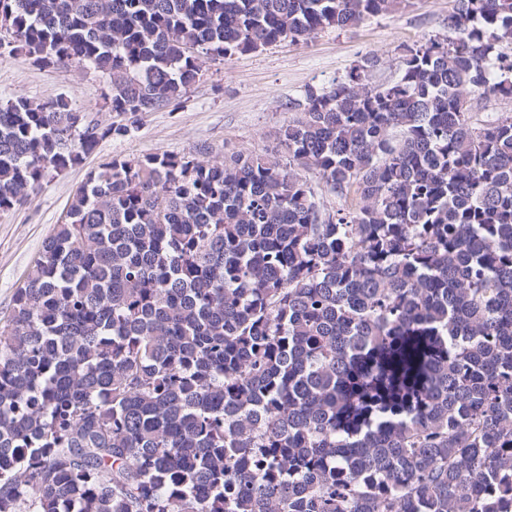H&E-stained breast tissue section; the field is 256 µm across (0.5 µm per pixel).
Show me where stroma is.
Segmentation results:
<instances>
[{
    "label": "stroma",
    "instance_id": "obj_1",
    "mask_svg": "<svg viewBox=\"0 0 512 512\" xmlns=\"http://www.w3.org/2000/svg\"><path fill=\"white\" fill-rule=\"evenodd\" d=\"M453 6L454 0H414L406 9L355 28L323 31L305 43L285 40L256 53L204 59L201 80L178 108L142 115L127 136L101 140L81 166L48 176L22 204L0 212V323L70 198L100 163L114 156L181 154L202 144L209 145L213 160L236 151H273L278 129L293 116L289 102L301 99L307 87L342 77L368 53L382 60L369 83L392 79L402 45L447 35ZM108 92V79L97 72L62 64L39 68L0 53V101L62 96L105 126L118 119L104 106Z\"/></svg>",
    "mask_w": 512,
    "mask_h": 512
}]
</instances>
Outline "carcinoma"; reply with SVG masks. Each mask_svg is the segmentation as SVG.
Segmentation results:
<instances>
[{"instance_id": "1", "label": "carcinoma", "mask_w": 512, "mask_h": 512, "mask_svg": "<svg viewBox=\"0 0 512 512\" xmlns=\"http://www.w3.org/2000/svg\"><path fill=\"white\" fill-rule=\"evenodd\" d=\"M411 0H0L135 122L205 57ZM512 0L289 102L279 150L115 156L0 325V512H512ZM129 126L0 102V211ZM354 208L324 211L310 177Z\"/></svg>"}]
</instances>
